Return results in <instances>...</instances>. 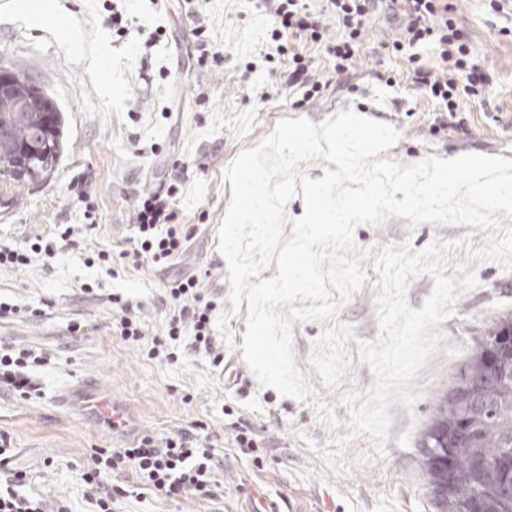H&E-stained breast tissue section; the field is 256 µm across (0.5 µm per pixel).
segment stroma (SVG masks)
Segmentation results:
<instances>
[{
    "instance_id": "stroma-1",
    "label": "stroma",
    "mask_w": 512,
    "mask_h": 512,
    "mask_svg": "<svg viewBox=\"0 0 512 512\" xmlns=\"http://www.w3.org/2000/svg\"><path fill=\"white\" fill-rule=\"evenodd\" d=\"M29 2L0 0V66L55 101L63 150L43 181L0 187V241L22 245L39 236L55 245L52 259L0 270L1 300L46 306L40 317L0 320V344L47 356L34 370L37 396L0 390V435L14 450L13 465L31 477L27 492L51 507L61 502L70 512H93L81 474L94 449L192 427L208 435L217 452L218 495L170 501L148 492L125 498L120 512H439L421 442L492 322L512 317V270L469 262L478 286L440 324L439 351L412 383V408L391 405L384 453L360 437L344 447L345 466L336 468L326 451L348 432L341 393L367 390L374 376L356 360L341 390L322 384L309 360L323 323L294 322L292 351L310 386L333 406L337 431L319 422L311 404L260 388L256 378L224 381L242 360L247 315L231 313L227 265L216 250V230L232 195L223 173L281 120L319 124L348 109L399 131L397 144L384 153L388 160L410 164L467 153L512 159V0H498L495 10L489 0H449L489 80L484 101L464 100L457 129L439 127L436 104L408 78L406 56L385 50L398 30L384 13L371 18L351 69L339 75L323 46L293 40L287 54L277 53L262 0H44L48 12L40 18ZM117 11L128 20L121 33L110 23ZM214 50L223 51V64H202V55ZM291 52L312 58L321 90L311 100L286 84ZM173 184L179 188L176 221L189 231L182 253L165 264L132 262L139 196ZM67 228L71 237L61 238ZM485 237L473 226L414 227L398 217L354 232L362 248L406 244L420 251L457 241L455 263L466 260V247L484 246ZM102 249L113 252L111 265L96 263ZM362 267L368 280L338 315L354 328L347 344L353 354L358 340L379 334L373 290L379 275L372 261ZM177 275L197 277L217 305L216 316H229L232 344L217 334L205 350L186 337L177 362L148 356L153 340L165 337L173 312L168 285ZM116 296L130 305L143 340L129 343L113 333ZM75 322L82 331H71ZM84 391L119 407V425L80 410ZM63 394L70 402L60 403ZM240 434L252 438L253 447L238 448Z\"/></svg>"
}]
</instances>
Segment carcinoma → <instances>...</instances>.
I'll list each match as a JSON object with an SVG mask.
<instances>
[{
  "mask_svg": "<svg viewBox=\"0 0 512 512\" xmlns=\"http://www.w3.org/2000/svg\"><path fill=\"white\" fill-rule=\"evenodd\" d=\"M33 86L17 78L0 93V177L8 183H35L51 172L62 152L61 113L52 99L38 93L39 111L27 109ZM512 327V317L486 332L475 355L448 390L432 429L459 436L452 449L455 495L442 512H469L477 499L492 512H512V500L489 494L491 477L512 464V365L488 374L486 346L497 332Z\"/></svg>",
  "mask_w": 512,
  "mask_h": 512,
  "instance_id": "obj_1",
  "label": "carcinoma"
}]
</instances>
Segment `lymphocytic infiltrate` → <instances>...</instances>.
Masks as SVG:
<instances>
[{
  "mask_svg": "<svg viewBox=\"0 0 512 512\" xmlns=\"http://www.w3.org/2000/svg\"><path fill=\"white\" fill-rule=\"evenodd\" d=\"M398 10L404 23L392 51L407 47L430 46L437 52L434 66H415L412 82L425 91L438 105L439 123H447L459 107L461 95L481 96L484 74L480 61L471 57L461 30L446 0H400ZM377 0H326L323 12L310 13L304 0H264L266 11L274 23L276 37L292 36L303 41L321 43L326 18H334L344 36L327 46L326 53L336 73L350 69L358 50L367 20L375 11ZM175 190L166 193L152 191L142 195L136 206L137 259L154 263L170 261L183 250L186 233L174 225ZM169 294L177 311L167 322L166 350L151 347L149 356H165L167 361L179 359L174 344L191 336L194 347L212 344L213 311L215 305L206 300L199 280L187 277L175 281ZM45 355L30 349L0 347V389L19 396H28L37 386L32 369L44 365ZM132 467L145 488L167 498L197 493L214 496L218 487L215 479V450L207 437L183 431L161 437L154 433L141 435L122 448H99L90 456L82 474L84 483L92 490L95 512H117L119 502L129 494L128 489L115 485L105 487L108 475ZM26 471L8 470L0 478V512H47L42 498L24 493Z\"/></svg>",
  "mask_w": 512,
  "mask_h": 512,
  "instance_id": "lymphocytic-infiltrate-1",
  "label": "lymphocytic infiltrate"
}]
</instances>
